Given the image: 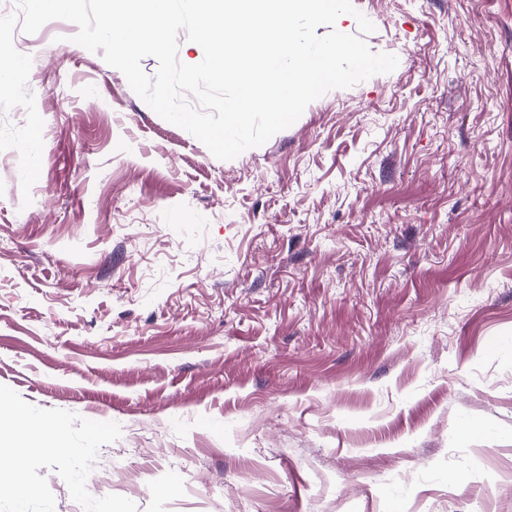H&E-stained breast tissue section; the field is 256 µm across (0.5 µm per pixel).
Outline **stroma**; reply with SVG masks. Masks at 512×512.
<instances>
[{"label": "stroma", "instance_id": "obj_1", "mask_svg": "<svg viewBox=\"0 0 512 512\" xmlns=\"http://www.w3.org/2000/svg\"><path fill=\"white\" fill-rule=\"evenodd\" d=\"M377 74L232 160L43 26L0 384L138 512H512V0H352Z\"/></svg>", "mask_w": 512, "mask_h": 512}]
</instances>
